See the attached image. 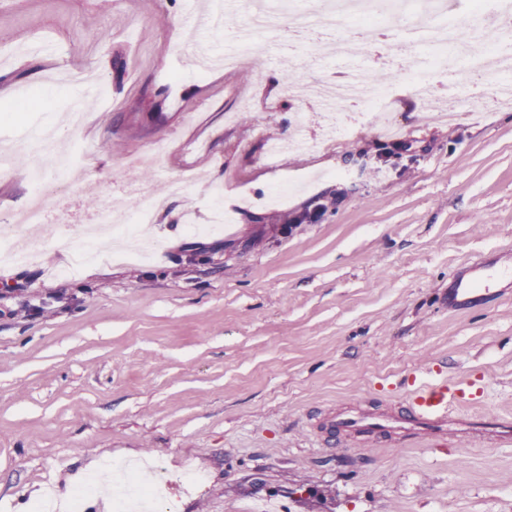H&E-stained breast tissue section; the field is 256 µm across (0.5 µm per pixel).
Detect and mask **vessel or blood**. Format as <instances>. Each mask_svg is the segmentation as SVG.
I'll list each match as a JSON object with an SVG mask.
<instances>
[{
    "instance_id": "b4317fda",
    "label": "vessel or blood",
    "mask_w": 512,
    "mask_h": 512,
    "mask_svg": "<svg viewBox=\"0 0 512 512\" xmlns=\"http://www.w3.org/2000/svg\"><path fill=\"white\" fill-rule=\"evenodd\" d=\"M489 268L486 262L472 263L468 275L457 279L449 289V307L463 310L476 301L478 285ZM480 396L472 384L439 373L415 386L405 399L403 410L387 407L371 412L343 405L337 407L330 428L352 440L387 438L399 446L410 440L432 446L450 436L464 441L477 438L490 445H512V419L488 420L476 413L460 415V408L477 404Z\"/></svg>"
}]
</instances>
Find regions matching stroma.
Returning a JSON list of instances; mask_svg holds the SVG:
<instances>
[{
	"mask_svg": "<svg viewBox=\"0 0 512 512\" xmlns=\"http://www.w3.org/2000/svg\"><path fill=\"white\" fill-rule=\"evenodd\" d=\"M205 8L0 0V146L50 124L74 165L15 150L0 177V227L30 202L32 171L58 182L57 242L37 262L0 263V512H69L89 478L158 463L171 512H512V445L397 450L315 428L342 402L402 401L436 367L480 379L485 417L512 414V287L490 280L465 311L447 301L469 260L512 268V99L464 98L432 72L434 98L459 111L435 119L398 69L407 22L394 18L382 63L370 50L346 60L389 73L395 128L329 138L307 90L335 78V59L293 44L305 93L290 96L283 26L235 69L200 73V48L232 42L198 29ZM77 69L105 88L78 126L79 92L56 79ZM297 137L267 164L270 143ZM159 140L160 163L130 168ZM131 173L170 198L142 231L158 250L106 246L71 268L63 244L82 218L105 199L136 208L120 189ZM279 186L287 199L266 203ZM216 193L233 220L210 232ZM321 204L317 221L293 223Z\"/></svg>",
	"mask_w": 512,
	"mask_h": 512,
	"instance_id": "35a3bbf8",
	"label": "stroma"
}]
</instances>
